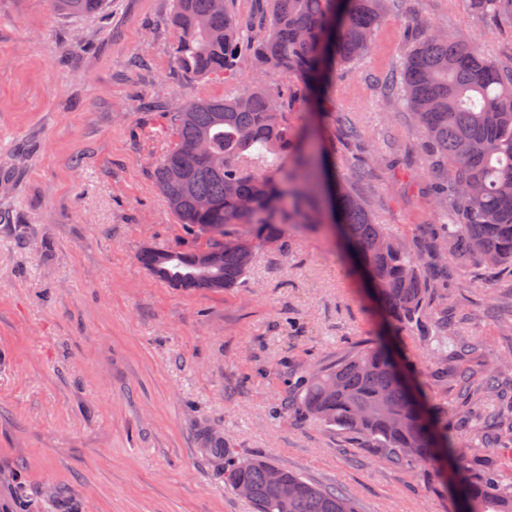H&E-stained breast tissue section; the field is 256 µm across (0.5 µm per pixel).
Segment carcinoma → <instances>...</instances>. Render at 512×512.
Instances as JSON below:
<instances>
[{"label": "carcinoma", "mask_w": 512, "mask_h": 512, "mask_svg": "<svg viewBox=\"0 0 512 512\" xmlns=\"http://www.w3.org/2000/svg\"><path fill=\"white\" fill-rule=\"evenodd\" d=\"M235 0H172L179 31L177 67L193 79L235 78L234 60L245 44L308 92L319 93L335 68L368 55L384 22L381 0H261L264 16L253 33L241 29ZM491 22L512 25V0H469ZM71 18L98 13L104 0H55ZM420 39L388 84L402 94L415 130L422 136L426 164L442 177L434 188L441 209L455 220L437 238L455 254L512 265V66L503 67L478 45H464L425 19ZM283 89L239 86L221 98L200 97L173 114V145L153 165V175L177 223L204 234L196 249L147 248L141 263L175 288L223 290L247 276L250 261L224 246L234 224L259 240L281 235L289 224H316L321 201L330 197L336 230L366 270L371 292L386 315V334L357 347L336 363L308 372L294 399L285 402L326 427L374 441L395 461L451 466L455 512H512V493L472 477L457 448L458 430L443 420L441 407L426 398L392 339L403 334L441 287L425 276L422 259L404 252L383 224L376 223L349 179L331 176L322 149L284 120ZM207 148L194 150L199 136ZM289 153L265 170L253 152ZM203 255L218 257L219 271L196 266ZM483 394L502 399L497 372L485 373ZM224 483L250 489L256 512H356L333 488L313 485L284 469L288 500L270 483L273 464L262 457L245 462L222 448Z\"/></svg>", "instance_id": "1"}]
</instances>
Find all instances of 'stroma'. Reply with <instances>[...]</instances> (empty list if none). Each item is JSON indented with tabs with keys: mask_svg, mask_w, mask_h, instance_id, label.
Listing matches in <instances>:
<instances>
[{
	"mask_svg": "<svg viewBox=\"0 0 512 512\" xmlns=\"http://www.w3.org/2000/svg\"><path fill=\"white\" fill-rule=\"evenodd\" d=\"M371 54L339 68L320 96L282 82L253 49L239 81L282 84L288 123L312 132L379 223L426 273L444 223L400 96L398 71L423 17L512 66V27L468 0H403ZM171 0H108L72 19L53 0H0V512H254L203 455L204 431L233 455L262 456L358 512H453L430 467L394 463L375 442L284 409L296 376L335 362L382 317L328 223L292 224L254 241L246 279L220 291L174 288L138 260L144 248L191 249L153 177L170 116L232 84L189 78L173 60ZM448 296L433 298L397 342L449 419L467 413L453 371L501 367L512 385V267L448 257ZM448 321L439 344L434 317ZM482 425L457 444L473 476L494 466L512 487V449Z\"/></svg>",
	"mask_w": 512,
	"mask_h": 512,
	"instance_id": "stroma-1",
	"label": "stroma"
}]
</instances>
